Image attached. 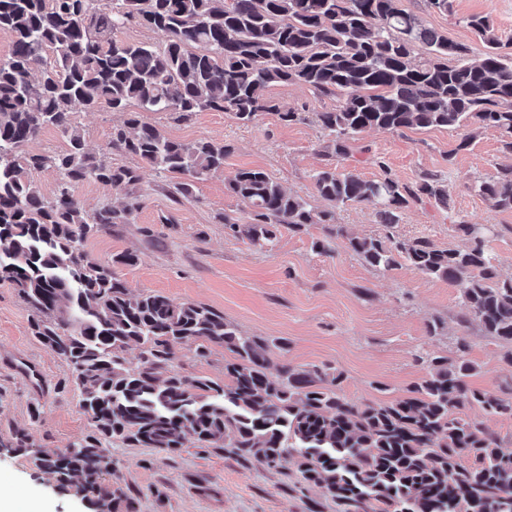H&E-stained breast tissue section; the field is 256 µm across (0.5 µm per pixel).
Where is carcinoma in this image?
I'll list each match as a JSON object with an SVG mask.
<instances>
[{
	"label": "carcinoma",
	"mask_w": 512,
	"mask_h": 512,
	"mask_svg": "<svg viewBox=\"0 0 512 512\" xmlns=\"http://www.w3.org/2000/svg\"><path fill=\"white\" fill-rule=\"evenodd\" d=\"M465 25L483 43L477 55L424 27L399 0H0V30L13 38L10 56L0 59V277L32 308L31 335L68 364L91 420L63 453L33 447L19 431L0 441V451L33 456L61 491L82 496L94 512H136V497L101 482L113 443L175 454L189 438L244 467L294 468L288 490L320 487L336 512H512V448L461 416L467 407L512 416V395L469 387L476 365L465 340L451 359L419 357L426 374L409 396L360 407L343 397V374L331 367L275 365L267 340L244 335L220 312L132 294L116 268L137 256L102 263L83 243L106 224L128 223L139 198L89 215L73 195L85 181L132 193L143 178L137 168L95 157L75 111L125 113L112 149L159 175H181L177 192L188 199L197 183L224 170L228 147L171 140L141 113L186 121L197 112H231L251 122L279 112L268 96L277 83L341 98L316 113L338 157L367 129L468 126L499 130L511 154L512 54L502 52L488 16L472 15ZM129 26L164 32V49L118 38ZM417 47L424 58L415 63ZM47 126L68 148L25 152ZM45 166L61 175L52 199L30 178ZM313 180L332 209L312 207L262 170L236 171L227 189L252 205L253 222L226 217L225 227L264 249L281 226L303 233L319 224L323 237L313 246L321 254L341 239L377 270L403 259L425 276L459 283L464 321L507 344L503 360L512 365V278L500 275L486 248L488 227L461 222L463 246L442 249L427 238L361 237L334 223L335 208L347 203L375 204L386 227L411 205L446 208L448 186L437 175L409 185L326 167ZM478 192L512 210V166L479 182ZM132 344L140 348L133 366L124 357ZM178 346L200 361L215 347L232 353L224 382L172 372Z\"/></svg>",
	"instance_id": "1"
}]
</instances>
